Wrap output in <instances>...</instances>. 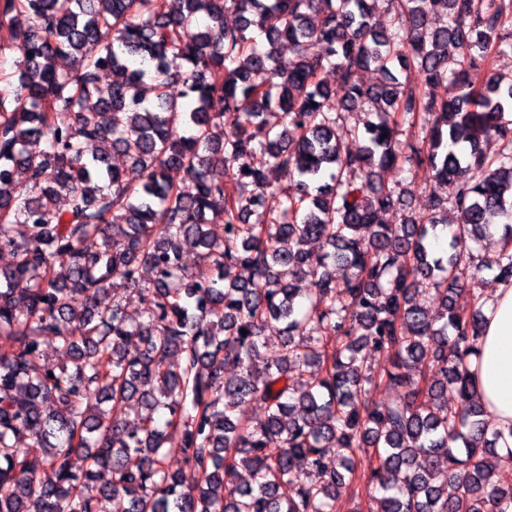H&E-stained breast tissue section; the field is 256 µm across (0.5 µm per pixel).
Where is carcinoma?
Masks as SVG:
<instances>
[{
    "label": "carcinoma",
    "instance_id": "1",
    "mask_svg": "<svg viewBox=\"0 0 512 512\" xmlns=\"http://www.w3.org/2000/svg\"><path fill=\"white\" fill-rule=\"evenodd\" d=\"M509 23L512 0H0V53L27 50L0 92V251L15 258L0 269V512H340L356 480L376 512H509L492 476L512 469V429L491 425L468 368L485 301L474 288L455 304L497 224L512 283V81L494 67ZM412 68L448 95L402 83ZM366 69L380 80L361 83ZM367 103L352 153L346 114ZM396 165L451 187L446 256V221L380 180ZM312 241L329 247L318 268ZM49 341L67 363L46 365ZM380 386L397 396L377 403Z\"/></svg>",
    "mask_w": 512,
    "mask_h": 512
}]
</instances>
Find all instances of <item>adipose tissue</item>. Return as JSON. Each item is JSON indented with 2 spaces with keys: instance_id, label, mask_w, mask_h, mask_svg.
<instances>
[{
  "instance_id": "ef3b65f1",
  "label": "adipose tissue",
  "mask_w": 512,
  "mask_h": 512,
  "mask_svg": "<svg viewBox=\"0 0 512 512\" xmlns=\"http://www.w3.org/2000/svg\"><path fill=\"white\" fill-rule=\"evenodd\" d=\"M483 311L485 338L471 370L493 424L505 428L512 426V285L496 288Z\"/></svg>"
}]
</instances>
